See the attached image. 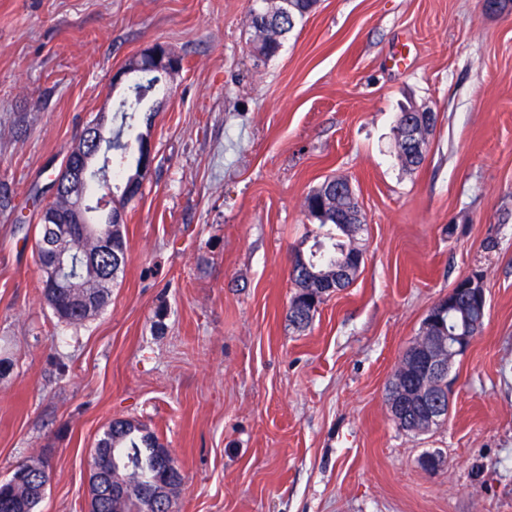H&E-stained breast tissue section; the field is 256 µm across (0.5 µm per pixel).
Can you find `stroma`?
<instances>
[{
	"label": "stroma",
	"instance_id": "1",
	"mask_svg": "<svg viewBox=\"0 0 512 512\" xmlns=\"http://www.w3.org/2000/svg\"><path fill=\"white\" fill-rule=\"evenodd\" d=\"M248 0H0V483L41 457L37 512H88L90 450L127 419L185 475L175 512H512V8L318 0L258 59ZM181 58L149 102L151 174L123 213L112 300L82 326L42 296L35 227L83 128L143 50ZM407 49V64L393 55ZM435 124L398 157L402 108ZM353 186V283L305 329L289 265L327 227L307 194ZM480 275L445 424L400 430L387 388L429 310ZM442 459L430 470L428 453Z\"/></svg>",
	"mask_w": 512,
	"mask_h": 512
}]
</instances>
